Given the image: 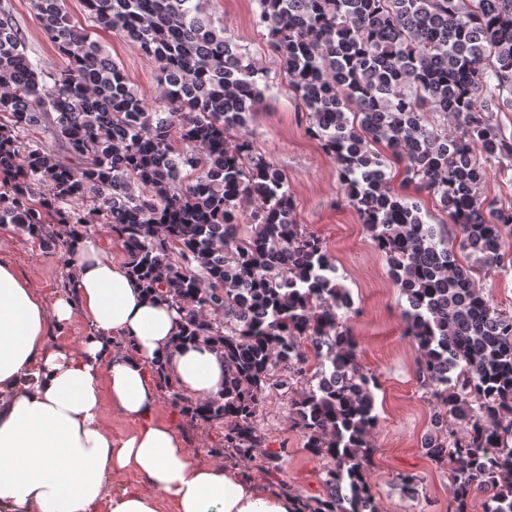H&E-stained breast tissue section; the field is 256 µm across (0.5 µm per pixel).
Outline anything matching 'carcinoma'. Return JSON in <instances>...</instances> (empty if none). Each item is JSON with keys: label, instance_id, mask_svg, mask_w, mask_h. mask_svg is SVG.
Segmentation results:
<instances>
[{"label": "carcinoma", "instance_id": "obj_1", "mask_svg": "<svg viewBox=\"0 0 512 512\" xmlns=\"http://www.w3.org/2000/svg\"><path fill=\"white\" fill-rule=\"evenodd\" d=\"M257 2L308 135L336 160L406 299L404 335L436 402L424 448L452 465L449 512H468L478 493L484 512H512V315L475 278L512 267V203L481 193L488 166L512 169L496 119L512 109V0ZM83 3L93 27L154 59L168 106L137 98L65 0H30L67 60L58 73L0 18V224L44 249L69 248L73 227L109 225L133 273L179 313L182 337L224 357V393L186 407L190 421L224 424V453L277 474L282 455L257 418L267 396L286 397L305 448L326 460L325 493L298 512H379L368 475L380 382L359 363L350 293L322 239L295 222L286 175L232 139L265 76L213 25L207 0ZM46 123L62 152L30 138ZM375 144L451 223H425L390 187Z\"/></svg>", "mask_w": 512, "mask_h": 512}]
</instances>
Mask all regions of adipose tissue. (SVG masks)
Wrapping results in <instances>:
<instances>
[{
  "mask_svg": "<svg viewBox=\"0 0 512 512\" xmlns=\"http://www.w3.org/2000/svg\"><path fill=\"white\" fill-rule=\"evenodd\" d=\"M75 286L46 300L0 257V512H295L294 499L253 477L192 460L183 436L159 421L156 364L176 391L202 401L224 388V360L177 342L179 317L150 299L101 241L76 234ZM82 314L80 347L57 332ZM129 423L117 434L104 406ZM133 484L111 493L117 474Z\"/></svg>",
  "mask_w": 512,
  "mask_h": 512,
  "instance_id": "obj_1",
  "label": "adipose tissue"
}]
</instances>
